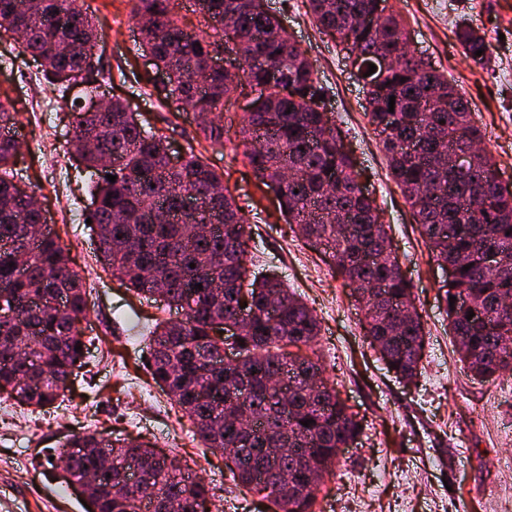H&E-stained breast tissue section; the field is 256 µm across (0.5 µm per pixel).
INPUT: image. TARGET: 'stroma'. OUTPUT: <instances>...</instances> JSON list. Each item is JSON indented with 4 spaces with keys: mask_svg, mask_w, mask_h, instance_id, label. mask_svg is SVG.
<instances>
[{
    "mask_svg": "<svg viewBox=\"0 0 512 512\" xmlns=\"http://www.w3.org/2000/svg\"><path fill=\"white\" fill-rule=\"evenodd\" d=\"M86 4L99 24L107 91L139 105L144 125L162 129L176 151L194 146L223 172L251 224L253 270L282 275L321 323L318 355L326 376L363 421L362 434L340 450V465L319 493L330 500L329 512H512V374L480 382L460 362L448 330L443 271L389 173L366 114L363 82L348 51L320 32L306 0H266V6L306 50L325 107L412 284L426 333L422 373L413 384L387 371L364 335L354 288L335 277L330 259L285 223L275 194L260 187L243 155L248 100H228L224 142L210 144L193 113L152 97L151 64L130 0ZM388 6L402 19L412 49L468 99L503 181L512 185V0H388ZM461 23L483 37L486 65L465 58ZM49 95L40 67L15 41L0 39V99L15 100L23 126L20 185L34 192L48 229L86 284L82 328L92 341L84 366L54 406L35 411L0 398V512H86L80 493L45 460L48 450L80 432L140 435L176 455L213 487V512H274L261 495L235 487L223 455L204 448L188 418L151 380L148 331L179 314L105 271L90 226L70 220V213L88 210V181L70 153L74 130L66 108L40 109Z\"/></svg>",
    "mask_w": 512,
    "mask_h": 512,
    "instance_id": "obj_1",
    "label": "stroma"
}]
</instances>
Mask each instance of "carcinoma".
Masks as SVG:
<instances>
[{"mask_svg": "<svg viewBox=\"0 0 512 512\" xmlns=\"http://www.w3.org/2000/svg\"><path fill=\"white\" fill-rule=\"evenodd\" d=\"M131 2L143 52L167 73L166 84L152 85L159 100L213 117L223 113L232 83L208 59L223 44L237 48L227 65L239 71L238 88L254 93L252 111L243 117L244 157L276 193L285 221L307 241L325 246L336 274L368 285L359 298L366 336L388 371L414 382L421 375L425 334L421 316L400 317L411 284L387 248L390 238L374 199L358 186L340 132L322 111V88L306 51L263 0H195L200 19L194 30L179 23L172 0ZM307 6L322 33L347 46L361 73L384 54L401 57L397 67L362 78L370 121L431 258L457 267L456 278L444 285L445 297L466 295L482 315L468 320L461 306L447 310L460 360L481 381L511 374L512 308L499 302L512 298V194L500 193L499 170L486 148L480 146L467 167L456 165L457 153L484 139L468 100L447 75L405 51L408 33L387 12L386 0H307ZM367 15L377 18L368 32L359 27ZM4 22L22 32V51L40 63L53 90L81 84L89 97L93 83L106 82L97 27L80 0H0ZM458 38L467 58L488 62L475 31L463 29ZM479 49L484 53L477 56ZM258 58L284 71L282 86L264 87V72L253 64ZM18 115L0 101V128L18 126ZM70 116L74 154L93 178L87 217L106 267L139 295L164 290L166 305L184 312L180 323L154 325L151 379L212 451L292 448L272 464L235 454L229 472L275 512H314L320 487L305 488L304 471L332 474L336 449L362 432L361 420L339 399L316 355L317 317L279 276L250 278L246 213L224 188L223 175L193 146L179 168L168 167V136L146 128L124 99L105 112L78 107ZM199 130L204 139L224 143L223 124L212 119ZM18 162L16 138L0 133V395L43 408L65 396L66 381L83 366L87 341L76 323L86 319L88 304L82 278L58 238L50 232L34 236L45 216L32 204L34 194L19 191ZM187 194L196 196L198 208H184ZM488 245L502 255L496 267L482 266ZM271 301L279 305L274 320L266 312ZM244 304L253 320L237 343L240 360L209 370L208 360L221 353L214 324L233 320ZM241 399L260 419L254 429L238 428ZM305 420L311 421L307 427ZM72 446L87 452L75 457ZM103 449L112 453V469L94 479L89 512H163L172 501L181 512H211L209 485L141 438L75 435L54 451L52 465L83 478L97 469ZM128 457L142 470L133 495L122 492Z\"/></svg>", "mask_w": 512, "mask_h": 512, "instance_id": "1", "label": "carcinoma"}]
</instances>
